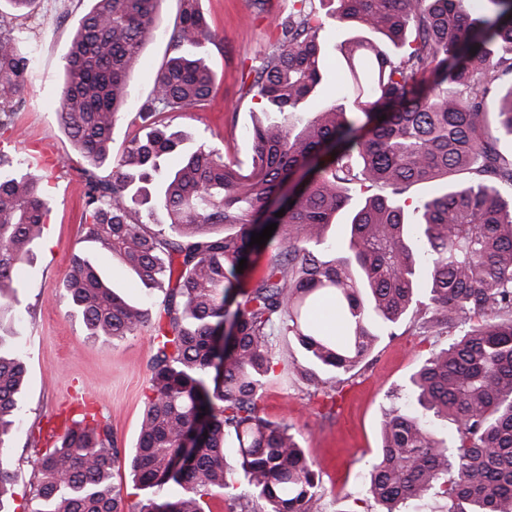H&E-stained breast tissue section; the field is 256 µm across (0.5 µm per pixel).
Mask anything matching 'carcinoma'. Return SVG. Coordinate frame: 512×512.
I'll return each instance as SVG.
<instances>
[{"instance_id": "1", "label": "carcinoma", "mask_w": 512, "mask_h": 512, "mask_svg": "<svg viewBox=\"0 0 512 512\" xmlns=\"http://www.w3.org/2000/svg\"><path fill=\"white\" fill-rule=\"evenodd\" d=\"M4 2L0 130L25 104L35 66L26 21L37 0ZM157 2L90 0L63 58L59 100L86 162L90 235L144 287L165 289L130 459L150 490L136 512H204L215 494L228 512H315L319 472L292 426L258 404L275 366L292 364L274 339H295L310 381L329 395L374 349L376 324L408 314L416 335L451 339L411 375V405L384 414L366 493L378 512L432 495L448 512H512V158L498 148L512 136V0H491V14L472 13L469 0H336V21L353 29L337 44L341 90L300 127L291 120L321 92L327 52L313 0H291L247 88L267 115L253 125L247 169L205 143L186 151L182 134L156 123L112 157ZM181 2L142 120L201 107L216 92L204 53L217 34L198 0ZM457 175L405 211L410 186ZM290 182L277 217L271 199ZM41 183L36 166L0 150V456L21 420L26 364L11 348L12 307L17 272L43 234ZM159 213L163 227L152 230ZM342 216L349 234L331 242L327 229ZM271 223L270 239L250 245ZM265 251L266 268L242 287L239 261ZM64 288L92 337L120 340L149 322V309L117 295L78 253ZM321 301L336 312L333 333L313 318ZM228 316L235 332L219 354ZM431 416L455 431L442 436ZM229 438L237 468L224 454ZM30 445L33 512H125L109 424L84 416L53 447ZM15 482L0 463V512ZM170 483L181 491L165 499Z\"/></svg>"}]
</instances>
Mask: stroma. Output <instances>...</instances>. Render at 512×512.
Segmentation results:
<instances>
[{
    "instance_id": "35a3bbf8",
    "label": "stroma",
    "mask_w": 512,
    "mask_h": 512,
    "mask_svg": "<svg viewBox=\"0 0 512 512\" xmlns=\"http://www.w3.org/2000/svg\"><path fill=\"white\" fill-rule=\"evenodd\" d=\"M39 0L35 30L36 69L24 91L26 105L15 117L16 132L5 133L10 151L28 155L31 143H42L53 156L72 148L59 122L61 64L70 34L88 8V0ZM217 33L205 59L218 86L215 97L202 107L163 115V122L180 130L188 148L207 143L220 148L225 161L248 165L250 133L260 118L261 105L245 89L255 68L269 53L276 22L287 15L291 0H199ZM179 0H159L157 35L143 50V64L129 79L130 98L117 122L113 155H120L145 130L134 116L152 92L156 72L167 51V36L178 15ZM47 201L46 229L31 265L25 266L23 286L15 308L16 345L27 364L22 396V423L5 454L17 475L8 512H31L34 450L27 443L36 437L52 445L53 432L84 413L107 421L114 434L120 461L113 483L126 504L144 496L134 483L126 460L135 448L145 396L149 391L150 360L154 353L151 327L127 338L108 342L90 337L64 297L63 283L72 254L82 253L111 281L122 296L157 311L161 291L145 297L137 277L89 234L82 217L84 182L78 161L47 169L42 181ZM380 339L372 353L354 371L334 397H327L295 371L271 376L259 405L270 420L294 428L307 459L321 479L319 512H375L363 478L377 458L380 423L390 406H406L409 378L430 353L447 347L448 336L420 339L408 322L379 325Z\"/></svg>"
}]
</instances>
